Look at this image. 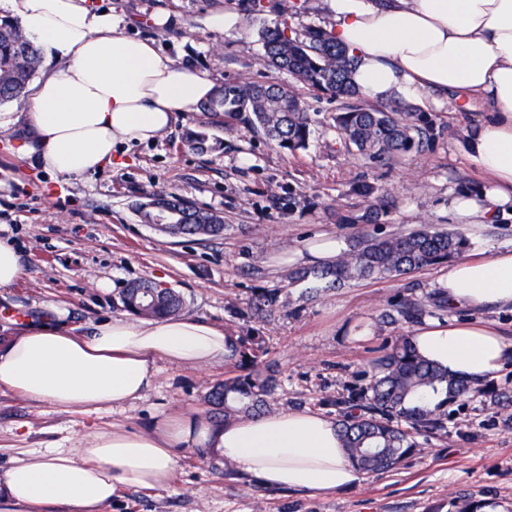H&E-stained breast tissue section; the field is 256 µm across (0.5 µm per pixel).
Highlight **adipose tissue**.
<instances>
[{"instance_id":"1","label":"adipose tissue","mask_w":512,"mask_h":512,"mask_svg":"<svg viewBox=\"0 0 512 512\" xmlns=\"http://www.w3.org/2000/svg\"><path fill=\"white\" fill-rule=\"evenodd\" d=\"M328 31L355 61L352 81L385 100L422 96L488 112L463 144L492 184L456 195L448 208L471 224L512 212V0H328ZM27 36L60 65L29 100L25 146L47 175H84L117 160L122 145L153 142L176 113L209 99L215 85L154 42L126 34L124 20L94 0H0ZM452 308L512 309V250L455 262L442 283ZM0 341V386L63 409H99L140 399L158 362L199 368L225 361L222 328L197 317L110 318L72 333L65 310ZM419 352L449 377L480 381L512 346L492 323L449 319L411 331ZM210 449L264 485L331 493L359 483L335 423L288 411L217 423L198 413L161 420L146 433L122 428L69 448L28 454L0 470V502L41 512L64 504L100 512L120 487L153 490L173 478L179 451Z\"/></svg>"}]
</instances>
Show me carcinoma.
<instances>
[{
    "label": "carcinoma",
    "mask_w": 512,
    "mask_h": 512,
    "mask_svg": "<svg viewBox=\"0 0 512 512\" xmlns=\"http://www.w3.org/2000/svg\"><path fill=\"white\" fill-rule=\"evenodd\" d=\"M287 20L262 26L259 40L264 62L287 73L291 85L228 82L210 99L227 117L252 114L251 124L277 146L295 152L306 148L312 120L305 101L294 85L325 91L342 101L333 117L336 129L358 154L389 160L419 146L425 131L415 122V109L398 105L374 108L362 103V95L351 82L354 61L321 27H304L287 34ZM42 62L41 50L24 33L17 19L0 21V104L28 96L30 84ZM183 213L180 235L218 237L224 233V217L173 195L157 193L138 207L141 221L151 224L159 211ZM468 241L458 233L422 227L387 237L358 236L335 260L289 275L292 281H312L320 288H335L345 282L389 279L444 263L465 253ZM124 308L144 318L178 314L183 298L170 288L149 280L130 283L121 292ZM285 306L281 292L270 290L256 301V310L271 313ZM425 305L404 300L397 314L416 321ZM229 358L240 357L245 373L217 384L211 401L224 405V420L255 418L271 411L272 386L258 369L264 348L256 339L240 345L230 336ZM371 380L351 385L348 394L336 399L339 436L349 461L366 473L395 469L416 451L414 434L441 430L448 402L473 390L464 380L448 377V370L422 356L411 337L402 334L374 349ZM427 392L442 395L433 406L423 403Z\"/></svg>",
    "instance_id": "obj_1"
}]
</instances>
